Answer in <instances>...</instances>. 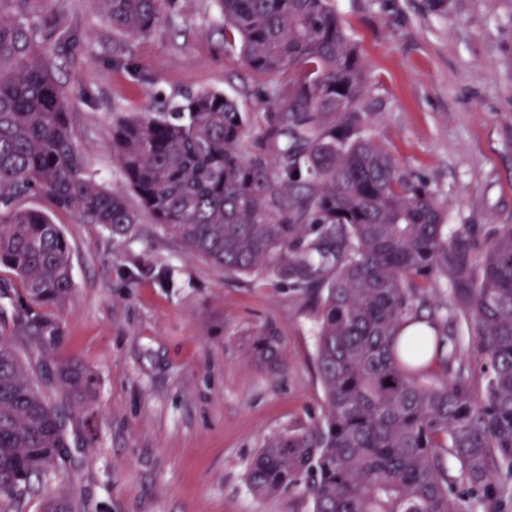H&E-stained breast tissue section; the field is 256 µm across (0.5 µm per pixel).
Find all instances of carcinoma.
I'll return each instance as SVG.
<instances>
[{
  "label": "carcinoma",
  "mask_w": 512,
  "mask_h": 512,
  "mask_svg": "<svg viewBox=\"0 0 512 512\" xmlns=\"http://www.w3.org/2000/svg\"><path fill=\"white\" fill-rule=\"evenodd\" d=\"M112 31L151 34L168 0H104ZM224 42L259 74H288V100L267 113L262 143L241 144L251 119L218 90L189 92L169 112L112 125V154L138 198L95 182L72 137L41 27L0 14V267L21 288L1 291L16 311L0 331V512H16L32 478L61 472L66 405H90L95 383L58 362L42 386L16 348L48 352L54 314L73 287L70 244L28 194L98 224L116 239L146 213L190 254L224 273L321 291L316 360L325 413L310 428L270 437L248 470L255 496L307 478L312 512H512V224L485 250L448 233L440 202L402 172L369 133L357 44L335 0H217ZM452 265L456 306L420 313L419 281ZM465 320L482 387L448 330ZM274 365L277 341L255 342ZM78 512L71 495H46Z\"/></svg>",
  "instance_id": "1"
}]
</instances>
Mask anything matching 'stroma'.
<instances>
[{
    "mask_svg": "<svg viewBox=\"0 0 512 512\" xmlns=\"http://www.w3.org/2000/svg\"><path fill=\"white\" fill-rule=\"evenodd\" d=\"M17 10L43 29L91 175L132 206L114 122L220 90L253 117L249 153L274 108L269 89L288 90L287 77L257 75L225 46L214 0H170L137 38L113 33L103 0H0V12ZM336 10L366 64L374 140L437 195L449 230L483 250L512 224V0H336ZM19 204L50 210L71 247L60 343L17 345L30 375L75 360L97 382L90 408L67 410L74 492L88 512H312L304 482L257 497L247 472L269 437L323 416L315 296L227 275L145 214L118 241L41 197ZM263 331L279 343L273 371L251 354Z\"/></svg>",
    "mask_w": 512,
    "mask_h": 512,
    "instance_id": "35a3bbf8",
    "label": "stroma"
}]
</instances>
